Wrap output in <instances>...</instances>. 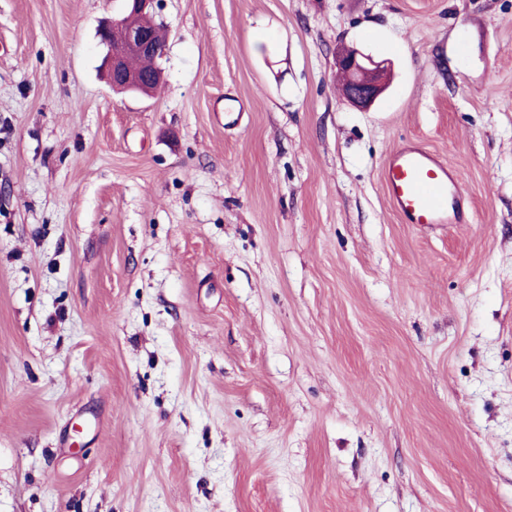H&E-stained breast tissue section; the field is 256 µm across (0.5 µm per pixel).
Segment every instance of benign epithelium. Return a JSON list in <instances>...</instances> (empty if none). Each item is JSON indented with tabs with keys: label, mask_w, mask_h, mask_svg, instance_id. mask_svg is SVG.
I'll return each instance as SVG.
<instances>
[{
	"label": "benign epithelium",
	"mask_w": 512,
	"mask_h": 512,
	"mask_svg": "<svg viewBox=\"0 0 512 512\" xmlns=\"http://www.w3.org/2000/svg\"><path fill=\"white\" fill-rule=\"evenodd\" d=\"M126 12L115 18L100 32L106 49L108 80L111 86L136 90L146 78L128 67L134 57L161 58L165 42L157 40L153 19L155 0H125ZM129 17L144 20L139 26L126 23ZM336 68L345 76L344 95L355 107L368 110L387 88L389 62L376 60L355 46L342 45L336 52Z\"/></svg>",
	"instance_id": "1"
}]
</instances>
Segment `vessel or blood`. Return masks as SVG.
Returning a JSON list of instances; mask_svg holds the SVG:
<instances>
[{
	"label": "vessel or blood",
	"instance_id": "b4317fda",
	"mask_svg": "<svg viewBox=\"0 0 512 512\" xmlns=\"http://www.w3.org/2000/svg\"><path fill=\"white\" fill-rule=\"evenodd\" d=\"M382 181L403 223L459 224L465 220L457 172L421 142L393 149L387 156Z\"/></svg>",
	"mask_w": 512,
	"mask_h": 512
}]
</instances>
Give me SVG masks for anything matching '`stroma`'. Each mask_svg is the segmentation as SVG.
Here are the masks:
<instances>
[{
	"label": "stroma",
	"instance_id": "obj_1",
	"mask_svg": "<svg viewBox=\"0 0 512 512\" xmlns=\"http://www.w3.org/2000/svg\"><path fill=\"white\" fill-rule=\"evenodd\" d=\"M123 9L0 0V512H512V0H158L149 96ZM408 140L469 223L401 222ZM126 12L122 17L112 19L100 32L101 44L106 49L108 64V80L111 86L125 88L126 90H139L148 79L141 77L138 72L148 76L158 65L156 58H162L165 51V42L157 40L156 24L153 19L154 2L156 0H124ZM139 17L144 21L136 26ZM151 56V57H145ZM144 57V58H134ZM131 58V61H129ZM129 61V62H128ZM130 67H128V66ZM133 69V70H132ZM336 68L345 76L344 95L355 107L368 110L387 88L389 62L375 60L355 46L342 45L336 52Z\"/></svg>",
	"mask_w": 512,
	"mask_h": 512
}]
</instances>
